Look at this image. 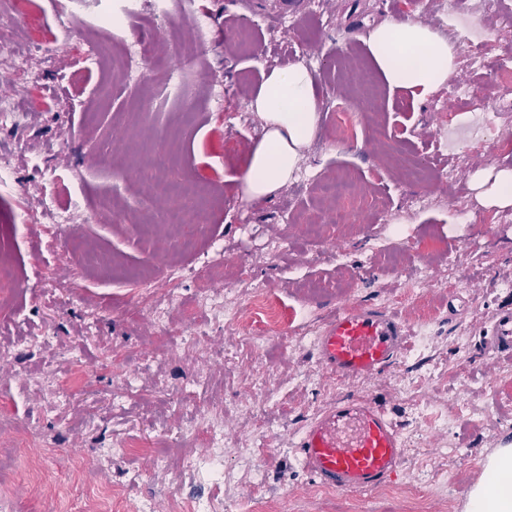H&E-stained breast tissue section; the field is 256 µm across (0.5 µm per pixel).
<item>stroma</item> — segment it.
Listing matches in <instances>:
<instances>
[{"label": "stroma", "mask_w": 512, "mask_h": 512, "mask_svg": "<svg viewBox=\"0 0 512 512\" xmlns=\"http://www.w3.org/2000/svg\"><path fill=\"white\" fill-rule=\"evenodd\" d=\"M182 2L161 15L141 0L117 42L104 19L123 0H69L63 15L56 0H0V53L20 58L0 84L19 109L0 124V165L11 170L0 186V261L17 286L0 308V505L39 512L48 493L64 510L70 489L93 497L112 485L122 512H169L174 474L147 465L156 434L190 430L220 400L225 501L382 512L372 492L323 495L294 448L324 408L369 395L404 443L393 512H408L412 485L424 489L425 512H468L470 463L492 450L512 387V359L481 342L495 311L512 306V203L494 190L512 170V151L499 149L512 143V112L492 107L508 89L499 67L512 60V0L476 14L456 0H295L277 16L257 9L247 45L234 0H193L188 11ZM199 14L209 18L199 65L178 71L171 47L193 36ZM407 20L459 30L445 86L415 98L376 68L346 71L348 53L367 58L371 27ZM123 56L135 67L115 68ZM297 61L313 65L319 99L334 107L322 110L297 176L247 200L241 178L264 121L245 101L264 74ZM177 77L192 84L188 99L171 96ZM455 85L464 93L449 97ZM170 143L180 154L171 177L216 194L195 255L140 231L165 208L145 173ZM340 176L365 197L341 222L315 189ZM104 194L108 216L96 210ZM212 294L232 318L200 337L209 355L194 359L182 336L207 323ZM258 294L278 314L259 348L249 342L262 328ZM344 303L395 311L428 343L411 342L376 378L331 379L309 337ZM102 448L112 451L107 470ZM136 470L143 477L129 485Z\"/></svg>", "instance_id": "1"}]
</instances>
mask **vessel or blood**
Masks as SVG:
<instances>
[{
	"label": "vessel or blood",
	"mask_w": 512,
	"mask_h": 512,
	"mask_svg": "<svg viewBox=\"0 0 512 512\" xmlns=\"http://www.w3.org/2000/svg\"><path fill=\"white\" fill-rule=\"evenodd\" d=\"M411 329L391 310L344 304L331 311L316 341L326 374L339 380L373 378L394 364L410 344ZM486 350L512 357V307L500 308L483 331ZM302 465L320 485L361 494L392 480L404 450L394 420L368 395L336 401L305 427L296 444ZM496 462L483 454L465 489L473 496Z\"/></svg>",
	"instance_id": "vessel-or-blood-1"
}]
</instances>
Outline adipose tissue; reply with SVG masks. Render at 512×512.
<instances>
[{"label": "adipose tissue", "mask_w": 512, "mask_h": 512, "mask_svg": "<svg viewBox=\"0 0 512 512\" xmlns=\"http://www.w3.org/2000/svg\"><path fill=\"white\" fill-rule=\"evenodd\" d=\"M365 44L388 86L424 96L443 85L452 70L454 52L446 37L419 22L381 24ZM265 122L242 177L252 199L272 195L299 170L303 151L316 135L320 105L312 68L297 62L265 75L247 102ZM470 512H512V464L489 478L483 495L471 501Z\"/></svg>", "instance_id": "ef3b65f1"}]
</instances>
